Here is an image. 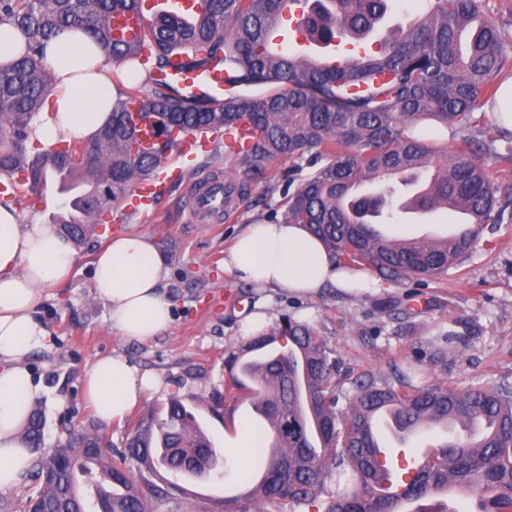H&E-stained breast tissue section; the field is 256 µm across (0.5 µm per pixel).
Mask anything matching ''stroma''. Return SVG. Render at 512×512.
<instances>
[{"mask_svg": "<svg viewBox=\"0 0 512 512\" xmlns=\"http://www.w3.org/2000/svg\"><path fill=\"white\" fill-rule=\"evenodd\" d=\"M311 158L307 152L273 162L277 193L256 185L222 223L193 222L187 208L193 181L236 168L234 157L209 150L182 170L165 172L148 212L128 211L122 203L113 208L111 223L96 225L77 249L72 275L44 289L37 308L48 342L26 358L44 421L42 444L33 449V457L65 443L74 426L97 423L85 378L94 361L109 354L126 357L162 384L160 392L109 426L115 448H123L130 423L174 396L189 406L216 447L240 444L243 429H255L261 421L249 402L226 396L224 360L246 345L242 321L256 310L265 313L268 333L286 317L309 324L333 350L336 384L344 393L357 379L389 378L406 367L410 384L419 388L512 386L510 220L489 225L460 266L425 286L379 278L367 291L329 286L307 298L255 285L225 270L236 236L246 225L281 216L283 192L299 187L311 173ZM128 232L146 235L167 259L161 288L172 304L173 321L161 335L142 342L123 340L110 330L108 306L95 299L92 288L96 252ZM450 333L458 336L457 344H448ZM243 469L236 458L226 457L223 476L197 482L194 493L156 502L155 512H221L218 497L240 492Z\"/></svg>", "mask_w": 512, "mask_h": 512, "instance_id": "1", "label": "stroma"}]
</instances>
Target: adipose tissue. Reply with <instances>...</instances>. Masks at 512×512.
<instances>
[{
    "instance_id": "ef3b65f1",
    "label": "adipose tissue",
    "mask_w": 512,
    "mask_h": 512,
    "mask_svg": "<svg viewBox=\"0 0 512 512\" xmlns=\"http://www.w3.org/2000/svg\"><path fill=\"white\" fill-rule=\"evenodd\" d=\"M53 89L33 136L44 143L58 137L87 140L107 120L117 90L102 57L83 35L64 32L46 47ZM76 263L71 242L38 219L22 222L15 205L0 199V490L18 486L31 465L22 427L33 406L27 354L44 344L47 333L35 317L42 289L67 279ZM227 268L260 285L302 296L333 285L343 291L363 284L362 275L340 267L304 225H248L232 247ZM165 262L148 237L122 234L96 256L93 288L109 303L108 323L127 340L143 341L167 330L171 304L160 284ZM159 380L142 375L120 355L97 359L86 389L102 423L123 419Z\"/></svg>"
}]
</instances>
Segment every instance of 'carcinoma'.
I'll return each instance as SVG.
<instances>
[{"label":"carcinoma","instance_id":"cac0c4a2","mask_svg":"<svg viewBox=\"0 0 512 512\" xmlns=\"http://www.w3.org/2000/svg\"><path fill=\"white\" fill-rule=\"evenodd\" d=\"M299 21L310 35L357 49L381 28L390 0H305ZM142 0H0V25L19 30L22 54L0 64V192L22 204L42 196L50 174H67L84 186L79 213L57 220L58 229L79 246L117 205L156 176L184 133L207 134L246 127L252 135L241 151L231 150L245 175L227 181L225 201L243 194L250 183L274 186L271 164L314 150L324 164L309 174L297 191L284 198L282 220L303 224L327 250L349 265H362L385 280L425 283L448 274L479 243L483 226L512 215V195L488 177L475 160L473 145L492 150L503 131L483 128V140L464 139L454 153L414 134L434 120L463 131L480 122L482 102H495L496 78L512 62V40L482 19L483 0H438L434 12L414 18L406 29L382 34L383 49L360 55L346 51L334 69L312 68L301 60L272 55L266 45L268 21L281 15L285 0H191L196 22L177 14L147 21L143 60L132 43L112 37V15L138 9ZM70 29L88 34L108 62L145 73L154 86L141 96L136 86L119 89L110 120L90 141L59 139L45 145L33 138L34 124L52 87V72L43 61L44 44ZM185 58L193 67H224V102L188 99L154 81L153 71ZM141 101V117L163 142L139 147L127 105ZM431 167L430 189L412 200L433 212L451 199L472 212L477 230L431 243L382 237L367 218L393 214V196L375 191L356 195L354 188L380 183L397 170ZM279 336L292 347L269 351ZM262 352L258 358L244 354ZM231 389L249 395L266 410L273 434L268 448H251L266 456L262 481L247 470L244 492L224 498V512H250L260 501L309 506L322 512H447L429 501L443 486L458 484L480 496L479 512H512V390L507 387L453 386L418 389L395 374L394 381L374 377L353 383L346 407L333 382L336 360L326 344L302 323L285 319L272 334L254 337L244 353L226 360ZM393 408L404 423L452 415L463 429L442 442L414 468L399 497L390 499L377 487L380 469L371 440L378 412ZM165 416L151 412L139 420L125 447L140 471L155 474V459L173 460L190 447L201 429L195 415L173 397ZM488 423L479 439L464 428L473 418ZM24 432L33 445L42 440V419L33 408ZM72 453L62 464L56 452L42 455L31 467L45 512H89L90 502L77 489V467L102 470L112 499L99 512H149L148 502L162 500L180 486L165 481L142 486L130 470L112 461V444L95 428L81 429L69 440ZM333 481L334 487L327 486Z\"/></svg>","mask_w":512,"mask_h":512}]
</instances>
